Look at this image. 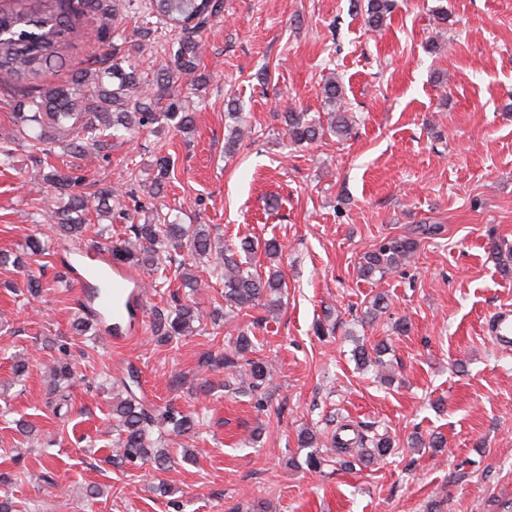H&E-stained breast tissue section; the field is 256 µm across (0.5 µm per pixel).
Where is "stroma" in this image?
Segmentation results:
<instances>
[{"mask_svg": "<svg viewBox=\"0 0 512 512\" xmlns=\"http://www.w3.org/2000/svg\"><path fill=\"white\" fill-rule=\"evenodd\" d=\"M395 3L374 29L351 0H224L223 15L198 35L202 88L173 85L195 114L193 128L136 132L90 160L15 139L21 88L0 84V143L14 140L0 164L1 253L22 255L29 239L48 235L57 198L34 174L69 167L81 192L118 188L113 234L152 219L209 225L230 246L250 236L285 247L282 258L260 251L253 259L260 275L282 273L280 307L216 323L209 314L223 307L224 285L212 261H194L203 318L167 343L153 325L180 284V263L140 269L150 286L143 331L121 347L71 328L79 311L64 263L99 265L103 245L59 241L29 270L0 264V473L13 479L0 495L20 512H497L512 498V350L483 333L492 311L512 306V274L494 254L512 247V0ZM439 8L448 13L441 27ZM104 28L131 45L146 84L171 65L178 32L119 0L108 23L84 17L63 67L40 84L66 83L86 67ZM331 74L352 133L291 144L284 112H327L322 85ZM234 102L251 136L228 156ZM163 155L174 166L158 186ZM417 224L442 231L383 279L360 275L375 243ZM30 272L51 282L40 296L27 292ZM379 293L387 307L367 321ZM243 331L271 371L262 400L227 388V370L199 367L204 355L233 350ZM63 342L76 375L59 417L45 367ZM380 342L388 345L382 365H358L355 347ZM20 356L30 361L22 376L13 371ZM131 373L147 404L206 415L197 435L171 437L169 470L107 461L111 384ZM20 419L35 424L34 437L17 432ZM342 420L389 435L391 453L341 467L331 439ZM305 428L316 431L325 460L316 474L303 467ZM416 434L443 437L444 446L413 447ZM186 450L193 461H183ZM161 481L166 491L155 492ZM92 484L102 494L90 502Z\"/></svg>", "mask_w": 512, "mask_h": 512, "instance_id": "obj_1", "label": "stroma"}]
</instances>
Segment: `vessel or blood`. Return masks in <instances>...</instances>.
I'll return each instance as SVG.
<instances>
[{"label": "vessel or blood", "instance_id": "vessel-or-blood-1", "mask_svg": "<svg viewBox=\"0 0 512 512\" xmlns=\"http://www.w3.org/2000/svg\"><path fill=\"white\" fill-rule=\"evenodd\" d=\"M106 285L100 288L95 300L101 325L113 343L121 344L135 334L141 323L145 299L138 288V275L117 267L107 270ZM484 331L494 345L504 350L512 349V307L495 311L484 323Z\"/></svg>", "mask_w": 512, "mask_h": 512}]
</instances>
